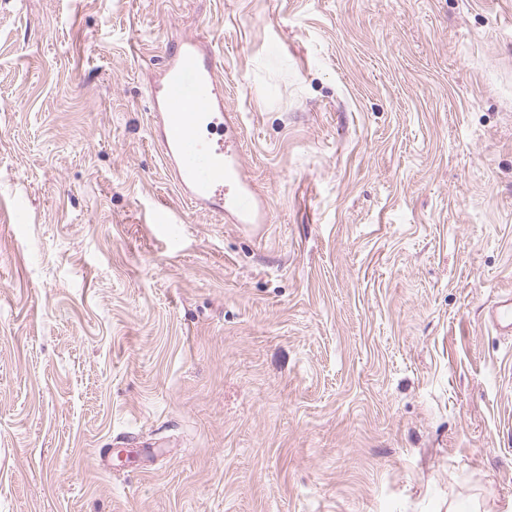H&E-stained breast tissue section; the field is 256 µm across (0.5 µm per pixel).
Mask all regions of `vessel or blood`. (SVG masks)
I'll use <instances>...</instances> for the list:
<instances>
[{
    "instance_id": "vessel-or-blood-1",
    "label": "vessel or blood",
    "mask_w": 512,
    "mask_h": 512,
    "mask_svg": "<svg viewBox=\"0 0 512 512\" xmlns=\"http://www.w3.org/2000/svg\"><path fill=\"white\" fill-rule=\"evenodd\" d=\"M219 62L197 41L171 43L151 94L152 138L180 196L229 224L268 220L243 163L237 113L224 109ZM487 321L512 334V295L493 304Z\"/></svg>"
}]
</instances>
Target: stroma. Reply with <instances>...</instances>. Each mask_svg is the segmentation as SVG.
<instances>
[{"label":"stroma","instance_id":"obj_1","mask_svg":"<svg viewBox=\"0 0 512 512\" xmlns=\"http://www.w3.org/2000/svg\"><path fill=\"white\" fill-rule=\"evenodd\" d=\"M187 38L268 223L151 141ZM505 290L512 0H0V512H495ZM487 321L501 335L512 334V294L493 304L487 315Z\"/></svg>","mask_w":512,"mask_h":512}]
</instances>
